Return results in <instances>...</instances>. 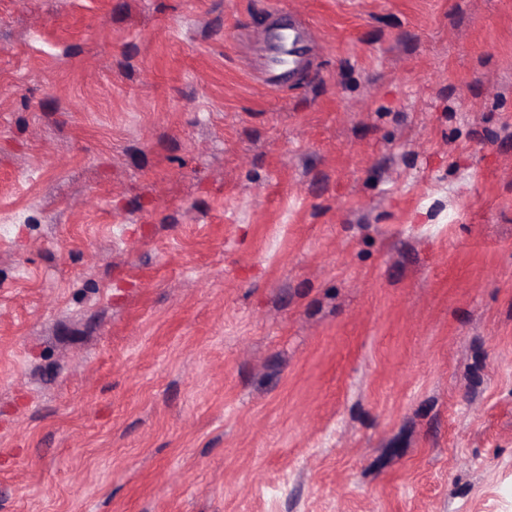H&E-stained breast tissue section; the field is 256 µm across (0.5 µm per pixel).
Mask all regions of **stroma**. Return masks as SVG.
Listing matches in <instances>:
<instances>
[{
  "label": "stroma",
  "mask_w": 512,
  "mask_h": 512,
  "mask_svg": "<svg viewBox=\"0 0 512 512\" xmlns=\"http://www.w3.org/2000/svg\"><path fill=\"white\" fill-rule=\"evenodd\" d=\"M0 512H512V0H0ZM297 39L300 40L302 52L295 56ZM279 41L277 51L275 46ZM315 41L311 25L294 14L288 15L280 24L267 28L263 33V44L269 56L261 71V80L267 86H275L281 81L292 83L295 71L304 57L307 64L308 55ZM288 45V59H282L284 46Z\"/></svg>",
  "instance_id": "obj_1"
}]
</instances>
